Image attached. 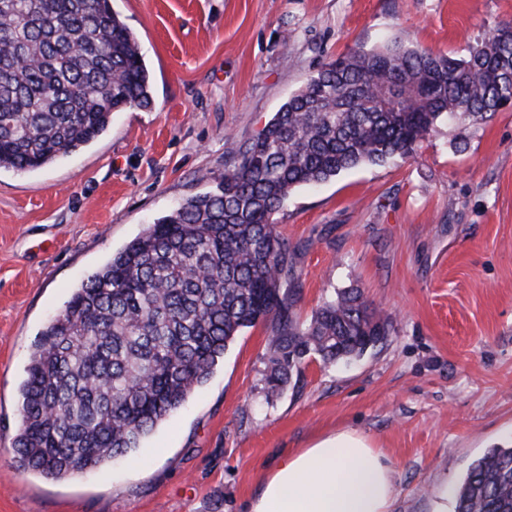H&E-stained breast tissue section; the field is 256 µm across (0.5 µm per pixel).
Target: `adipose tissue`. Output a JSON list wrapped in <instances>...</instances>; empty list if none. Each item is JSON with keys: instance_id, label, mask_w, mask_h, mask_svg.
Returning <instances> with one entry per match:
<instances>
[{"instance_id": "adipose-tissue-1", "label": "adipose tissue", "mask_w": 512, "mask_h": 512, "mask_svg": "<svg viewBox=\"0 0 512 512\" xmlns=\"http://www.w3.org/2000/svg\"><path fill=\"white\" fill-rule=\"evenodd\" d=\"M394 471L355 431L328 435L263 481L249 512H391Z\"/></svg>"}]
</instances>
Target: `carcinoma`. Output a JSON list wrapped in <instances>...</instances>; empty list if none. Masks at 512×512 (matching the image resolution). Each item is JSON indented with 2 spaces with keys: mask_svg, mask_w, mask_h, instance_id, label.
<instances>
[{
  "mask_svg": "<svg viewBox=\"0 0 512 512\" xmlns=\"http://www.w3.org/2000/svg\"><path fill=\"white\" fill-rule=\"evenodd\" d=\"M512 103V26L464 58L398 39L324 63L259 135L232 142L215 189L187 198L74 291L19 388L15 462L62 479L140 447L262 324L264 390L310 359L358 357L388 323L356 288L294 313L301 273L274 215L291 192L412 154L436 125L486 123ZM152 80L110 0H0V169L36 170L148 110ZM455 512H512V447L475 460Z\"/></svg>",
  "mask_w": 512,
  "mask_h": 512,
  "instance_id": "1",
  "label": "carcinoma"
}]
</instances>
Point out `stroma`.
Masks as SVG:
<instances>
[{
    "mask_svg": "<svg viewBox=\"0 0 512 512\" xmlns=\"http://www.w3.org/2000/svg\"><path fill=\"white\" fill-rule=\"evenodd\" d=\"M154 106L72 155L0 169V512H247L278 464L329 433L369 436L393 512H436L474 460L512 443V109L441 123L405 160L292 191L275 216L301 269L295 314L361 289L389 323L362 356L263 390V326L129 457L76 478L19 470L18 389L34 344L89 274L214 187L323 63L385 39L461 58L512 0H114Z\"/></svg>",
    "mask_w": 512,
    "mask_h": 512,
    "instance_id": "1",
    "label": "stroma"
}]
</instances>
